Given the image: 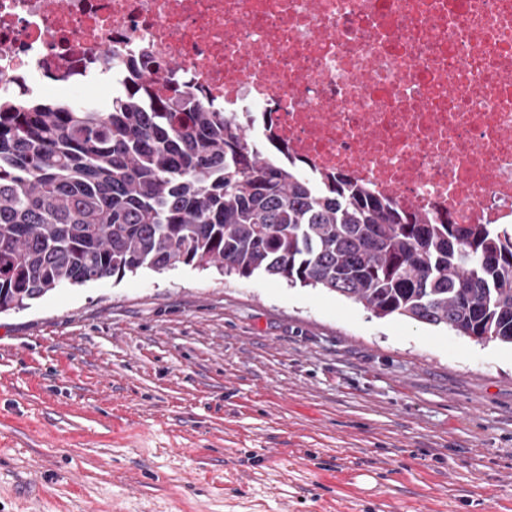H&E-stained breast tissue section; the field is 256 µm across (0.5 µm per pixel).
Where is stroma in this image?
<instances>
[{"instance_id":"1","label":"stroma","mask_w":512,"mask_h":512,"mask_svg":"<svg viewBox=\"0 0 512 512\" xmlns=\"http://www.w3.org/2000/svg\"><path fill=\"white\" fill-rule=\"evenodd\" d=\"M0 512H512V345L178 266L0 314Z\"/></svg>"}]
</instances>
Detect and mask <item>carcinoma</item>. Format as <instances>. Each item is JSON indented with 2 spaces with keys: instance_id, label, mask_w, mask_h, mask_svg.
Wrapping results in <instances>:
<instances>
[{
  "instance_id": "1",
  "label": "carcinoma",
  "mask_w": 512,
  "mask_h": 512,
  "mask_svg": "<svg viewBox=\"0 0 512 512\" xmlns=\"http://www.w3.org/2000/svg\"><path fill=\"white\" fill-rule=\"evenodd\" d=\"M236 112L138 80L112 106L0 101V313L179 264L326 289L512 344V225L452 224L345 175L270 161Z\"/></svg>"
}]
</instances>
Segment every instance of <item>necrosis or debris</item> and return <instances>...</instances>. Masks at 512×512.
<instances>
[{"instance_id": "necrosis-or-debris-1", "label": "necrosis or debris", "mask_w": 512, "mask_h": 512, "mask_svg": "<svg viewBox=\"0 0 512 512\" xmlns=\"http://www.w3.org/2000/svg\"><path fill=\"white\" fill-rule=\"evenodd\" d=\"M152 95L237 106L305 173L456 224L512 217V0H0V94L91 100L131 57Z\"/></svg>"}]
</instances>
